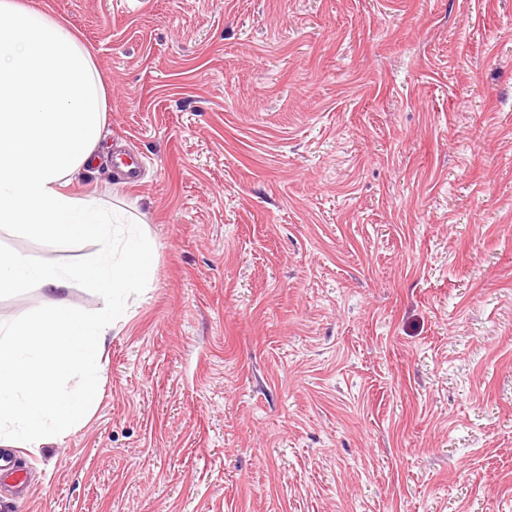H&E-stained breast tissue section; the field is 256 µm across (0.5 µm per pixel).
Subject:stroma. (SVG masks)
I'll list each match as a JSON object with an SVG mask.
<instances>
[{
  "label": "stroma",
  "instance_id": "obj_1",
  "mask_svg": "<svg viewBox=\"0 0 512 512\" xmlns=\"http://www.w3.org/2000/svg\"><path fill=\"white\" fill-rule=\"evenodd\" d=\"M29 2L109 91L68 189L154 258L85 423L0 442L12 512H512V0ZM61 300L103 305L17 288L0 324Z\"/></svg>",
  "mask_w": 512,
  "mask_h": 512
}]
</instances>
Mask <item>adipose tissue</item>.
<instances>
[{
  "mask_svg": "<svg viewBox=\"0 0 512 512\" xmlns=\"http://www.w3.org/2000/svg\"><path fill=\"white\" fill-rule=\"evenodd\" d=\"M107 103L92 53L62 21L23 0H0V226L50 243L102 245L79 273L0 251V290L57 291L79 274L104 299L92 319L61 301L0 332V434L28 448L84 421L106 338L125 321L128 298L152 277L151 246L134 217L66 190L97 160ZM79 369L87 387L63 390L61 380Z\"/></svg>",
  "mask_w": 512,
  "mask_h": 512,
  "instance_id": "1",
  "label": "adipose tissue"
}]
</instances>
